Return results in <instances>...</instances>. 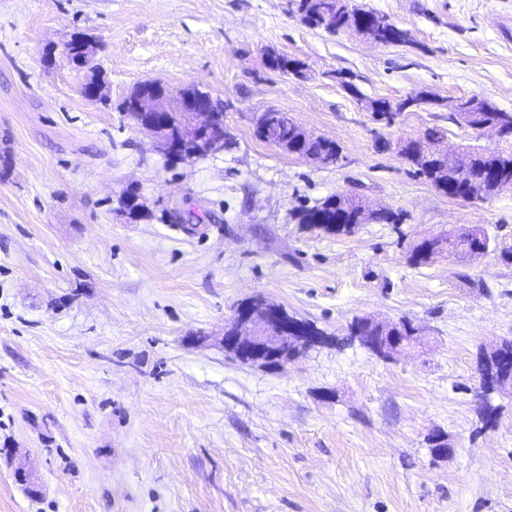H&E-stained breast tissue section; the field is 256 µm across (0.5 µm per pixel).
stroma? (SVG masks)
<instances>
[{
	"mask_svg": "<svg viewBox=\"0 0 512 512\" xmlns=\"http://www.w3.org/2000/svg\"><path fill=\"white\" fill-rule=\"evenodd\" d=\"M350 2L409 42L309 28L286 0H0V512H512V396L482 399L477 373L485 345L512 339V191L448 197L399 153L430 128L512 149L448 109L512 111V0ZM77 34L107 100L47 57ZM270 52L300 70H269ZM148 80L222 101L230 149L164 156L120 109ZM416 95L429 104L390 125L366 107ZM267 110L335 141L338 163L257 139ZM130 186L151 220L121 211ZM349 191L396 223L294 221ZM471 226L494 251L413 262ZM258 296L329 343L281 368L227 357L225 325ZM366 316L423 341L381 359L346 339Z\"/></svg>",
	"mask_w": 512,
	"mask_h": 512,
	"instance_id": "35a3bbf8",
	"label": "stroma"
}]
</instances>
